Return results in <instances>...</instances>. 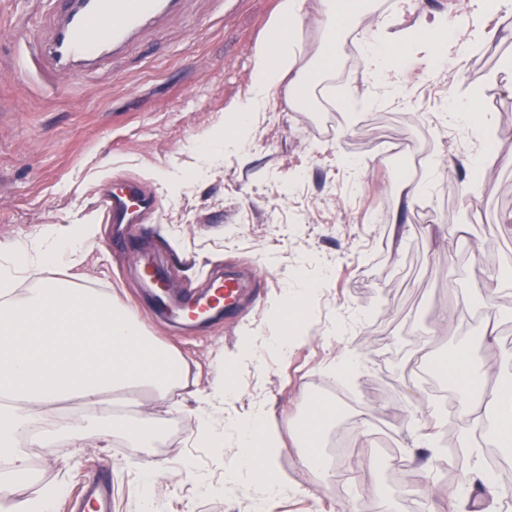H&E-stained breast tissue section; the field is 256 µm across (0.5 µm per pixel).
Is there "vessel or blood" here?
<instances>
[{"label":"vessel or blood","instance_id":"b4317fda","mask_svg":"<svg viewBox=\"0 0 512 512\" xmlns=\"http://www.w3.org/2000/svg\"><path fill=\"white\" fill-rule=\"evenodd\" d=\"M44 38L24 42L20 66L51 82L74 68L89 74L108 59L121 57L141 31L157 26L173 14L181 0H51ZM159 202L135 183L113 186L101 199L102 219L108 224H134ZM249 296L242 275L226 268L185 310L182 319L193 323L215 313L235 319ZM78 512H112V485L101 479L73 495Z\"/></svg>","mask_w":512,"mask_h":512}]
</instances>
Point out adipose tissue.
Returning a JSON list of instances; mask_svg holds the SVG:
<instances>
[{"mask_svg":"<svg viewBox=\"0 0 512 512\" xmlns=\"http://www.w3.org/2000/svg\"><path fill=\"white\" fill-rule=\"evenodd\" d=\"M372 8L371 0H318V21L327 34L317 54L320 64H335L337 36ZM308 16L307 0H281L276 22L253 56L251 93L228 108L224 144L242 141L280 84H287L295 100H302L310 69L299 35ZM393 23L390 16L375 19L376 37L365 54L367 89L351 91V101L370 102L372 89L378 88L389 101L404 102L401 72L393 64L396 54L421 56L436 64L464 45L465 39L452 34L437 39L434 26L424 20L410 30H393ZM442 118L479 142L485 140L493 123L492 114L481 111L471 99L446 103ZM96 234L95 218L87 214L73 223L49 224L35 235L0 243V461L11 475L10 480L0 479L1 501L10 496L11 479L28 473L26 452L18 439L30 434L36 410L68 404L85 408L83 418L30 435L35 447L64 437L81 448L90 440H107L104 421L111 418L112 406L106 394L147 388L164 398L183 381L186 361L149 336L135 309L112 294L81 284L77 277L55 276L57 264L75 269L85 261ZM29 271L40 274L39 285L18 294L16 283ZM313 289V283L305 282L281 296L276 303L279 336L271 340L250 329L245 336L249 351L271 341L287 350L299 337L294 312ZM448 372L462 386L467 427L492 425L501 443L511 447L512 383H495L492 390L482 392L476 406L471 387L478 376L470 356L456 352L448 362ZM232 392L228 383L193 392L190 436L218 456H234L236 464L226 471L223 490L245 480L265 495H277L282 486L274 468L276 450L268 415L260 405L244 413H225L224 400ZM229 428L237 435L231 446L225 441Z\"/></svg>","mask_w":512,"mask_h":512,"instance_id":"adipose-tissue-1","label":"adipose tissue"}]
</instances>
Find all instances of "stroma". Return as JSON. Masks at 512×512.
I'll return each mask as SVG.
<instances>
[{
    "instance_id": "35a3bbf8",
    "label": "stroma",
    "mask_w": 512,
    "mask_h": 512,
    "mask_svg": "<svg viewBox=\"0 0 512 512\" xmlns=\"http://www.w3.org/2000/svg\"><path fill=\"white\" fill-rule=\"evenodd\" d=\"M454 0H411L404 27L443 19L453 33L468 18ZM279 0H183L160 26L145 30L124 57L85 76L47 85L22 73L23 41L44 31L30 0H0V242L47 224L99 214V195L113 180L141 183L160 195L159 210L139 224H103L79 269L83 283L135 307L145 329L189 363L187 388L219 380L222 359L237 357L251 327L277 333L270 309L305 279L316 292L301 308L306 335L288 354L270 347L241 360L227 412L265 405L279 436L276 470L287 491L268 498L206 494L196 473L216 484L224 466L189 438L188 409L149 391L117 409L108 445L75 449L65 438L28 448L32 480L15 500L63 485L73 491L112 478V512H138L142 464L179 473L153 488L165 512H375L374 489L388 512H446L479 505L504 512L501 495L481 482L491 455L512 458L492 432L462 447V415L444 365L469 348L492 379H512V18L479 17L489 36L472 46L453 75L416 58L403 60L409 107L388 101L350 109L346 94L361 72L314 77L307 95L322 122L288 106V87L273 92L242 150H216L214 164L176 197L159 179L171 164L197 161L196 136L246 97L252 54L275 20ZM476 98L492 113L491 169L470 166L480 147L464 129L443 126L444 103ZM450 164L436 171L439 157ZM428 184L403 206L400 181ZM165 271L175 294L197 292L209 274L232 265L249 278L254 306L232 322L215 318L189 328L153 316L142 288V258ZM495 312L488 342L479 339L484 309ZM360 362L351 380L336 371L344 351ZM320 392L334 403L321 441L348 426L354 450L328 461L323 474L304 468L292 436ZM152 433L141 464H130L127 429ZM437 428L434 448L415 433ZM190 463L192 472L182 471Z\"/></svg>"
}]
</instances>
